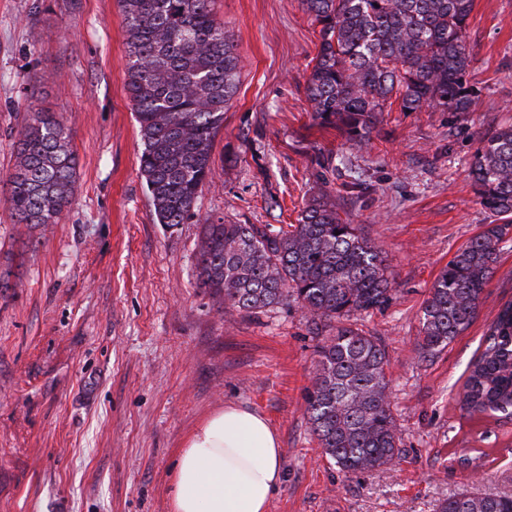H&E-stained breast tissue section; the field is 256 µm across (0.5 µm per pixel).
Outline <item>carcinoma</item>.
Instances as JSON below:
<instances>
[{
    "label": "carcinoma",
    "instance_id": "1",
    "mask_svg": "<svg viewBox=\"0 0 512 512\" xmlns=\"http://www.w3.org/2000/svg\"><path fill=\"white\" fill-rule=\"evenodd\" d=\"M320 25L306 91L316 118L366 139L385 104L402 112L468 111L473 89L464 30L473 0H303ZM128 66L125 90L142 143L140 173L156 222L182 224L214 175L213 142L239 84L236 46L212 0H119ZM70 129L53 112L27 114L6 179L18 224L59 222L75 192ZM470 174L486 228L441 270L421 307L418 346L446 348L477 317L512 223V125L484 138ZM198 284L224 305L262 312L293 303L324 328L305 415L325 454L346 475L388 469L399 455L385 347L351 317L391 300L382 249L347 223L330 194H313L298 223L203 226ZM458 404L470 418L512 416V302L503 304L471 362ZM436 512H512V495L461 490Z\"/></svg>",
    "mask_w": 512,
    "mask_h": 512
}]
</instances>
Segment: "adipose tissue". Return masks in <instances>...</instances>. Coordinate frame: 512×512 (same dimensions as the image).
Segmentation results:
<instances>
[{"label":"adipose tissue","instance_id":"ef3b65f1","mask_svg":"<svg viewBox=\"0 0 512 512\" xmlns=\"http://www.w3.org/2000/svg\"><path fill=\"white\" fill-rule=\"evenodd\" d=\"M281 448L260 415L233 404L206 417L182 448L172 512H267Z\"/></svg>","mask_w":512,"mask_h":512}]
</instances>
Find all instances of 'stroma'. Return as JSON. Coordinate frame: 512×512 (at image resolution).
<instances>
[{"mask_svg": "<svg viewBox=\"0 0 512 512\" xmlns=\"http://www.w3.org/2000/svg\"><path fill=\"white\" fill-rule=\"evenodd\" d=\"M240 59L215 173L185 223H157L125 92L118 0H0V179L30 111L62 116L78 159L59 224L15 223L0 201V512H171L190 433L234 404L281 442L268 512H435L467 488L512 495V421L456 404L498 307L512 300V227L479 314L447 348H418L440 271L492 217L469 166L512 123V0H475L464 39L469 111L387 107L370 137L313 116L319 27L302 0H215ZM331 194L386 257L393 296L359 315L386 348L400 453L345 475L304 414L321 340L297 306L252 314L198 285L205 220L297 223Z\"/></svg>", "mask_w": 512, "mask_h": 512, "instance_id": "1", "label": "stroma"}]
</instances>
